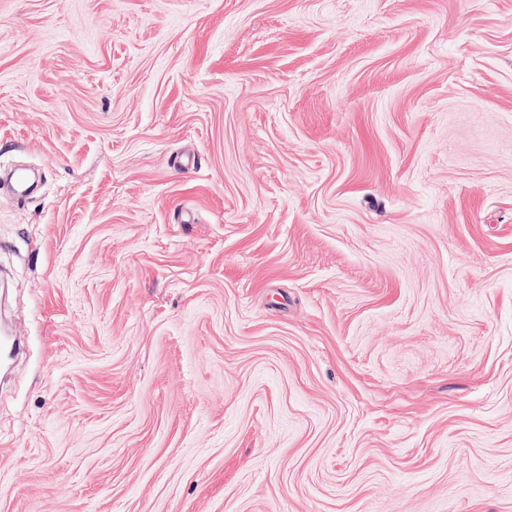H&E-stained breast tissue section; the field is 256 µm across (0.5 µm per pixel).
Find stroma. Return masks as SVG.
I'll use <instances>...</instances> for the list:
<instances>
[{"mask_svg":"<svg viewBox=\"0 0 512 512\" xmlns=\"http://www.w3.org/2000/svg\"><path fill=\"white\" fill-rule=\"evenodd\" d=\"M0 328V512H512V0H0Z\"/></svg>","mask_w":512,"mask_h":512,"instance_id":"obj_1","label":"stroma"}]
</instances>
